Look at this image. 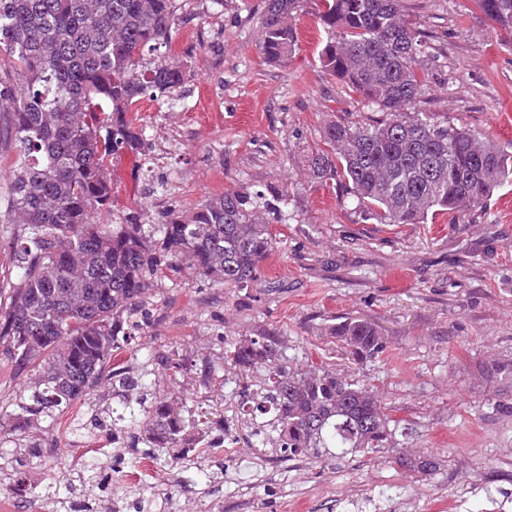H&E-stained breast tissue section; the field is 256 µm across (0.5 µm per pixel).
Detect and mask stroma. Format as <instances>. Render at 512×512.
Here are the masks:
<instances>
[{
	"mask_svg": "<svg viewBox=\"0 0 512 512\" xmlns=\"http://www.w3.org/2000/svg\"><path fill=\"white\" fill-rule=\"evenodd\" d=\"M171 54L188 78L170 97L137 103L142 153L106 165L122 189L97 222L165 223L206 199L249 189L287 190L278 249L254 286L230 291L188 270L159 273L149 318L122 342L131 376L154 372L183 418L201 415L229 432L230 451L201 464L158 467L149 486L122 494L113 463L129 467L147 451L122 421L123 397L93 388L55 418L22 414L32 371L0 347V503L12 512H113L117 500L149 512H219L245 500L250 512H487L512 500V382L487 374L512 361V185L460 223L440 214L424 224H380L358 211L339 184L311 177L309 148L332 120L366 122L377 113L318 60L326 35L312 8L296 21L298 46L283 63L259 46L263 0H177ZM421 31L423 93L433 112L512 150V37L493 31L473 0H401ZM0 112V284L18 269V231L8 207L12 154ZM379 330L385 350L354 359L332 334L346 320ZM274 333L288 365L325 368L374 386L403 433L371 454L281 459L250 448L239 413V381L224 375V339ZM435 455L422 476L398 463ZM92 471L65 486L64 471Z\"/></svg>",
	"mask_w": 512,
	"mask_h": 512,
	"instance_id": "stroma-1",
	"label": "stroma"
}]
</instances>
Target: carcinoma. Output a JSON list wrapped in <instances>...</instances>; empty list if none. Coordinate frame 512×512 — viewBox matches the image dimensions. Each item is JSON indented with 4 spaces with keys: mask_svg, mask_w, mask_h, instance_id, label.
Segmentation results:
<instances>
[{
    "mask_svg": "<svg viewBox=\"0 0 512 512\" xmlns=\"http://www.w3.org/2000/svg\"><path fill=\"white\" fill-rule=\"evenodd\" d=\"M308 0H264L259 43L271 63L296 47V17ZM400 0H313L326 33L319 61L381 111L364 123L330 121L306 155L313 178L343 183L365 216L382 224H424L446 211L480 208L512 183V153L415 112L422 80L420 33ZM492 28L512 34V0H473ZM176 0H0V56L15 80L0 79V112L11 115L14 162L11 196L19 273L0 287V346L38 369V389L23 411L51 416L110 381L150 396L128 402L130 421L155 448L187 456L208 434L209 421L188 426L174 402L152 392L156 382L124 370L105 373L123 314L142 310L150 279L165 264L186 263L195 277L244 289L261 277L277 248L268 216L279 221L278 195L248 190L207 199L192 215L166 224H96L108 209L107 158L139 153L145 131L131 115L145 97L181 89L188 66L166 55L174 37ZM357 359L378 356L384 343L373 324L344 321L334 328ZM276 336L228 342L225 360L263 368L266 378L243 394L252 420L251 445L288 457L320 458L383 448L393 419L367 383L329 370L294 373L280 363ZM428 475L437 458H399Z\"/></svg>",
    "mask_w": 512,
    "mask_h": 512,
    "instance_id": "1",
    "label": "carcinoma"
}]
</instances>
